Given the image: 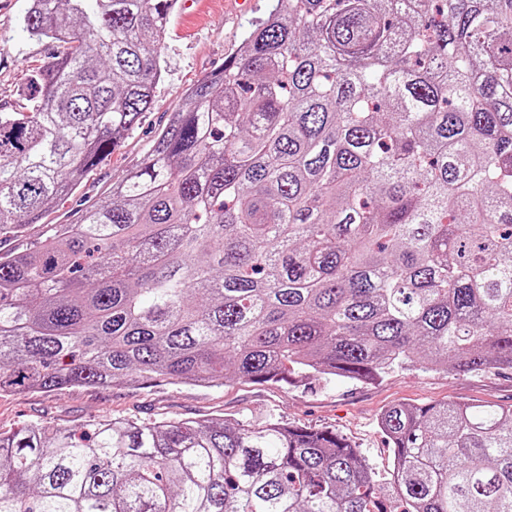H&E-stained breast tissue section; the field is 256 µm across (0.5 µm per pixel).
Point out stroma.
I'll list each match as a JSON object with an SVG mask.
<instances>
[{
	"label": "stroma",
	"instance_id": "1",
	"mask_svg": "<svg viewBox=\"0 0 512 512\" xmlns=\"http://www.w3.org/2000/svg\"><path fill=\"white\" fill-rule=\"evenodd\" d=\"M270 0H247L234 12L226 0H194L177 8L168 21L162 52V77L150 111L126 135L120 147L82 180L74 194L50 204L41 223L29 225L21 237H0V253L32 247L50 228L77 222L85 204L99 197L126 170L148 153L171 112L187 90L236 53L256 18ZM29 0H0V112H12L34 88L31 77L56 49L29 36L23 17ZM475 401L512 406V369L463 374L446 369H394L373 384L336 379L307 380L294 385L234 380L221 387L191 384L73 387L54 393L0 392V432L42 423L83 427L102 419L135 417L144 421L228 419L248 425L266 420L336 431L355 442L378 471H387L392 453L378 419L388 407L407 403Z\"/></svg>",
	"mask_w": 512,
	"mask_h": 512
}]
</instances>
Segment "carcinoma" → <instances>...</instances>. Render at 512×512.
Wrapping results in <instances>:
<instances>
[{"label":"carcinoma","mask_w":512,"mask_h":512,"mask_svg":"<svg viewBox=\"0 0 512 512\" xmlns=\"http://www.w3.org/2000/svg\"><path fill=\"white\" fill-rule=\"evenodd\" d=\"M176 0H31L57 47L0 112V235L150 109ZM512 367V0H271L76 224L0 254V391L372 383ZM387 475L332 430L0 432V512H512V408L396 404Z\"/></svg>","instance_id":"1"}]
</instances>
